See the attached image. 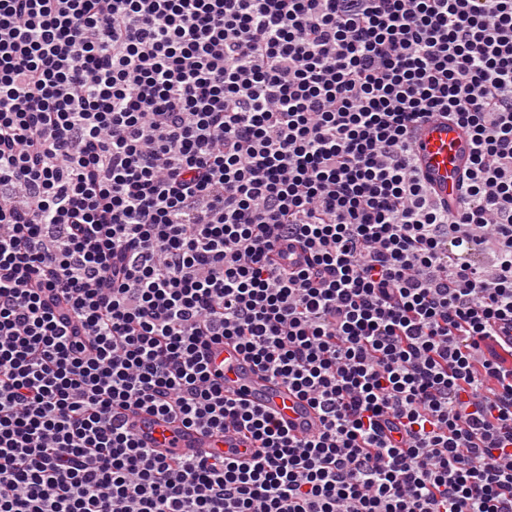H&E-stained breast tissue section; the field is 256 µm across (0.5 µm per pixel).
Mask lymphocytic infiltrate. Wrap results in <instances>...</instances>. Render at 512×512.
<instances>
[{
    "label": "lymphocytic infiltrate",
    "mask_w": 512,
    "mask_h": 512,
    "mask_svg": "<svg viewBox=\"0 0 512 512\" xmlns=\"http://www.w3.org/2000/svg\"><path fill=\"white\" fill-rule=\"evenodd\" d=\"M0 512H512V0H0ZM412 150L431 196L456 214L464 206L459 185L471 163L469 130L444 115L429 114L418 124ZM215 362H224V391L248 404L276 414L298 435L317 434L323 428L319 412L288 391L280 382L264 377L231 343L215 349ZM128 424L140 439L167 456L207 457L213 454L229 453L231 449L256 448L234 430L224 434H212L187 428L177 422L158 419L145 411L129 413Z\"/></svg>",
    "instance_id": "obj_1"
}]
</instances>
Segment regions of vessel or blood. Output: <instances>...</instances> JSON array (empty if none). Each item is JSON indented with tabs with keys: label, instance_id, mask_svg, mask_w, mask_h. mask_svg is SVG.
<instances>
[{
	"label": "vessel or blood",
	"instance_id": "b4317fda",
	"mask_svg": "<svg viewBox=\"0 0 512 512\" xmlns=\"http://www.w3.org/2000/svg\"><path fill=\"white\" fill-rule=\"evenodd\" d=\"M416 165L431 196L457 213L464 206L459 185L471 163L469 130L457 121L433 113L423 118L412 142ZM216 362L224 366V390L248 404L276 414L299 435H312L323 428L319 412L290 392L282 383L264 377L231 343L217 347ZM128 424L140 439L167 456L207 457L247 448L236 431L212 434L165 421L148 412L129 414Z\"/></svg>",
	"mask_w": 512,
	"mask_h": 512
}]
</instances>
